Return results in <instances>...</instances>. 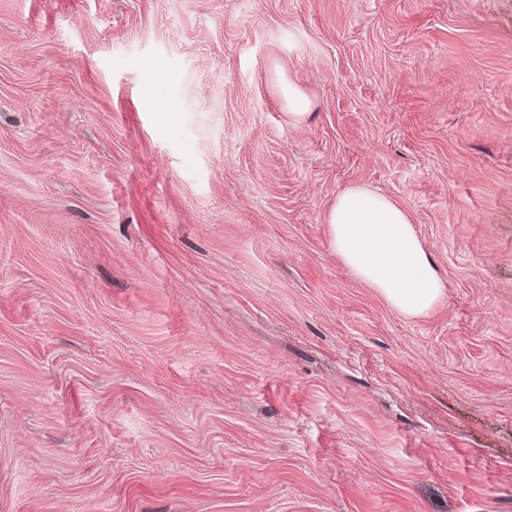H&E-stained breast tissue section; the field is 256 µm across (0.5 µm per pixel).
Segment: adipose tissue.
I'll list each match as a JSON object with an SVG mask.
<instances>
[{"label":"adipose tissue","mask_w":512,"mask_h":512,"mask_svg":"<svg viewBox=\"0 0 512 512\" xmlns=\"http://www.w3.org/2000/svg\"><path fill=\"white\" fill-rule=\"evenodd\" d=\"M331 245L353 275L399 314L419 316L441 299L444 283L407 212L363 186L342 190L325 215Z\"/></svg>","instance_id":"1"}]
</instances>
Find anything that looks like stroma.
<instances>
[{
	"instance_id": "1",
	"label": "stroma",
	"mask_w": 512,
	"mask_h": 512,
	"mask_svg": "<svg viewBox=\"0 0 512 512\" xmlns=\"http://www.w3.org/2000/svg\"><path fill=\"white\" fill-rule=\"evenodd\" d=\"M0 512H512V0H0ZM336 256L399 314L419 316L441 299L444 283L407 212L363 186L342 190L325 215Z\"/></svg>"
}]
</instances>
